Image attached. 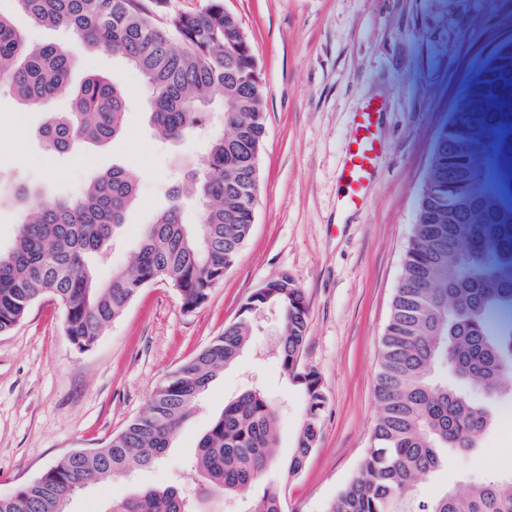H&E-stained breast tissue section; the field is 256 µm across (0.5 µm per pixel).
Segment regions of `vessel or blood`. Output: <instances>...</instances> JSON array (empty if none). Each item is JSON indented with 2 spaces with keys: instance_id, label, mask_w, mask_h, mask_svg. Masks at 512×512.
I'll list each match as a JSON object with an SVG mask.
<instances>
[{
  "instance_id": "vessel-or-blood-1",
  "label": "vessel or blood",
  "mask_w": 512,
  "mask_h": 512,
  "mask_svg": "<svg viewBox=\"0 0 512 512\" xmlns=\"http://www.w3.org/2000/svg\"><path fill=\"white\" fill-rule=\"evenodd\" d=\"M380 108L368 104L359 112L350 134L348 155L343 170L345 206L356 207L363 198L364 191L374 172L377 148V126Z\"/></svg>"
}]
</instances>
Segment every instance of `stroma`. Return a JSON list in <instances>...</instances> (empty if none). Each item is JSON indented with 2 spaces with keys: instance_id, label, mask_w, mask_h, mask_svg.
<instances>
[{
  "instance_id": "1",
  "label": "stroma",
  "mask_w": 512,
  "mask_h": 512,
  "mask_svg": "<svg viewBox=\"0 0 512 512\" xmlns=\"http://www.w3.org/2000/svg\"><path fill=\"white\" fill-rule=\"evenodd\" d=\"M247 33L266 86L267 134L255 221L248 241L208 300L185 308L166 282L143 288L88 350H77L60 304L45 296L0 335V497L13 494L59 457L99 448L141 414L153 391L184 360L233 322L267 281L290 277L303 291L307 337L300 363L326 398L321 434L303 470L284 466L296 444L303 401L276 358L277 310L254 318V342L225 368L183 423L165 458L130 479L79 493L70 512H105L143 485L179 488L201 512H246L264 485L283 488L284 512H327L356 474L379 417L375 393L382 335L399 285L431 154L478 64L512 36V0H224ZM97 71L130 87L126 133L65 159L38 133L47 113L0 95V179L69 197L115 165L138 182V200L112 244L100 279L125 266L143 225L183 187L205 152L197 136L158 143L147 101L125 60L101 49ZM381 108L375 173L360 207L340 203L351 128L368 102ZM24 137L16 157L10 144ZM256 386L278 421L271 463L259 484L234 497L204 495L185 465L225 402ZM512 470V425L494 417L477 448L449 456L419 481L431 501L470 478Z\"/></svg>"
}]
</instances>
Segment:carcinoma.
Returning a JSON list of instances; mask_svg holds the SVG:
<instances>
[{
  "label": "carcinoma",
  "mask_w": 512,
  "mask_h": 512,
  "mask_svg": "<svg viewBox=\"0 0 512 512\" xmlns=\"http://www.w3.org/2000/svg\"><path fill=\"white\" fill-rule=\"evenodd\" d=\"M37 26L62 28L87 51L105 46L127 61L148 98L156 136L175 142L206 127L204 108L220 99L224 127L207 140L203 167L188 171L202 201L200 221L183 223L181 195L153 223L125 269L100 280L96 265L136 202L134 179L113 167L72 198L0 181V205L20 211L13 246L0 251V334L48 294L65 312L66 333L89 349L137 293L165 281L195 308L224 280L255 220L254 162L267 130L266 89L249 38L224 0L196 14L156 19L141 0H15ZM77 64L60 45H34L0 13V93L32 109L54 102L40 129L44 146L69 155L78 144L106 145L126 130L129 87L94 73L70 83ZM262 306L282 314L281 371L304 403L288 475L304 468L321 433L326 403L318 374L300 366L307 304L298 287L278 288ZM249 306L153 392L147 409L102 448L56 460L35 482L0 499V512H55L77 484H100L160 461L210 384L249 346ZM381 405L372 442L328 512H512V473L450 489L414 507L419 478L476 447L493 408L512 395V51L495 50L462 90L441 130L416 212L400 285L382 336L376 377ZM267 397L247 389L224 405L202 437L192 470L206 494L231 495L257 483L276 441ZM282 490L267 487L249 512H282ZM108 512H193L174 487H147L112 500Z\"/></svg>",
  "instance_id": "cac0c4a2"
}]
</instances>
